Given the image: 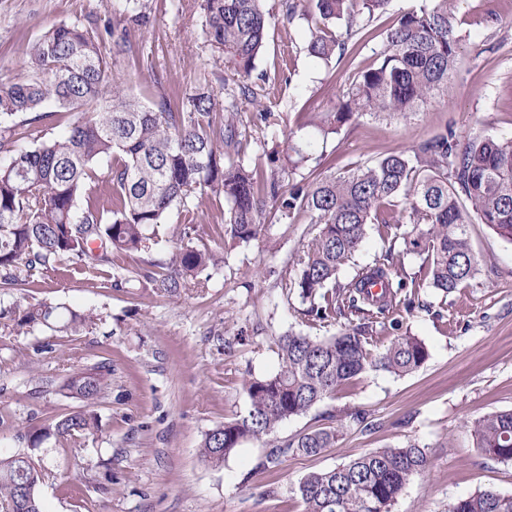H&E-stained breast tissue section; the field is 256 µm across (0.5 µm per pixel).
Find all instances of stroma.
Wrapping results in <instances>:
<instances>
[{
	"mask_svg": "<svg viewBox=\"0 0 512 512\" xmlns=\"http://www.w3.org/2000/svg\"><path fill=\"white\" fill-rule=\"evenodd\" d=\"M425 3L389 0L384 13L366 22L370 36L348 62L311 57L305 20L272 25L256 71L269 77L263 93L277 104L280 120L264 126L245 107L239 129L248 142L246 163L267 167L270 148L288 136L311 145L313 154L327 153L336 173L447 129L462 140L512 137V0H457L458 69L448 89L410 118L365 115L329 141L315 128L297 127L298 112L337 97L374 62L383 30ZM146 4L154 22L136 35L121 68L126 92L148 104L157 89L175 99L212 80L199 0ZM90 12L107 20L112 6L109 0H0V79L22 76L30 45L43 31ZM223 207L207 198L197 211L193 243L212 249L219 263L180 296L149 285L132 294L108 285L110 275L168 262L182 243L178 206L156 227L150 252L123 255L101 274L61 265L33 287L0 288L5 312L48 299L97 317L76 334L0 325V452L31 454L48 472L39 489L45 512H303L294 492L303 475L411 440L426 445L429 467L406 485L391 512H448L457 498L484 489L512 495V461L481 456L469 431L486 415L512 410V243L482 224L469 228L479 260L475 279L446 297L418 280L420 309L396 314L427 345L425 364L401 377L369 372L285 420L277 435L289 439L331 425L343 409L365 412L372 429L347 422L334 447L313 457L286 456L268 470L259 466L268 447L252 438L222 467L203 462L205 432L245 414V380L278 370L279 336L325 338L338 330L334 323L304 322L300 299L281 286L316 232L309 217L268 216L267 234L238 244L219 228ZM103 360L111 362L112 378L93 408L100 426L95 441L52 437L30 449L28 430L80 410L61 390L69 375Z\"/></svg>",
	"mask_w": 512,
	"mask_h": 512,
	"instance_id": "1",
	"label": "stroma"
}]
</instances>
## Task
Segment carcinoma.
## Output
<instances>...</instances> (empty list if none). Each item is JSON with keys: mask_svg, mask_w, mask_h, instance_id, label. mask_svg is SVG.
I'll use <instances>...</instances> for the list:
<instances>
[{"mask_svg": "<svg viewBox=\"0 0 512 512\" xmlns=\"http://www.w3.org/2000/svg\"><path fill=\"white\" fill-rule=\"evenodd\" d=\"M122 9L102 25L88 13L55 25L31 45L26 73L0 82V287L25 286L34 277L69 262L78 273H95L115 253L147 252L154 228L179 205L190 213L197 196L224 199V236L247 243L265 231L266 214L306 213L318 233L298 256L296 273L282 278L307 305L304 316L325 323L342 317L347 325L317 339L288 333L276 347L279 369L246 380L249 405L244 415L208 430L200 444L202 460L221 466L248 438L263 439L270 451L265 469L288 453L316 456L336 445L344 424L318 428L281 442L275 438L286 419L304 414L362 375L382 370L403 376L428 359L425 342L390 321L395 334L386 348L372 350L375 324L396 308H415L402 296L409 275L395 267L398 239L424 255L433 288L448 295L475 277L479 262L467 228L478 221L512 243V138H473L465 142L443 131L409 150L388 152L343 174L311 170L312 178H293L312 152L291 144L285 154L268 156L262 169L245 164L247 141L238 131L245 104L257 121L269 124L252 81L273 13L267 0H201L205 42L233 75L216 91L204 83L172 105L166 94L146 106L125 94L114 72L120 54L130 50L136 33L151 24L141 0H120ZM388 0H313L319 22L309 28L308 53L342 61L361 39L357 19L385 10ZM345 25L336 32L335 24ZM109 41L115 53L100 45ZM461 35L450 0H429L402 14L385 30L384 48L373 65L337 100L319 112H300L302 124L316 128L322 142L355 115L405 118L448 89L457 63ZM54 102L59 111L43 112ZM65 125L62 134L40 143L33 135L47 122ZM109 162L106 180L97 165ZM372 224L424 225L425 242L403 233L385 254L360 268L347 282L337 280ZM218 259L189 244L177 248L158 270L114 275L112 288H134L150 281L168 296L192 286L197 275ZM384 291L374 300L368 288ZM63 303L39 301L18 310L20 327L78 332L94 323ZM112 364L101 361L75 372L64 384L85 403L55 425L32 430L39 446L55 435L75 442L95 437L96 415L88 407L101 398ZM482 455L512 461V410L487 415L471 425ZM428 467L425 447L416 441L379 448L334 468L312 471L295 487L304 512H390L406 485ZM44 474L31 459L0 456V512H43L38 487ZM448 512H512V495L486 489L451 502Z\"/></svg>", "mask_w": 512, "mask_h": 512, "instance_id": "cac0c4a2", "label": "carcinoma"}]
</instances>
